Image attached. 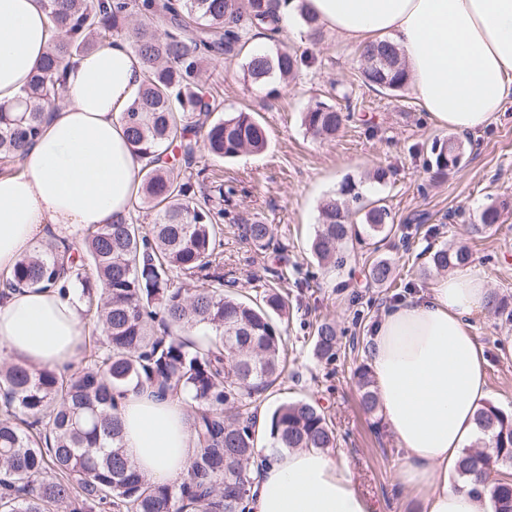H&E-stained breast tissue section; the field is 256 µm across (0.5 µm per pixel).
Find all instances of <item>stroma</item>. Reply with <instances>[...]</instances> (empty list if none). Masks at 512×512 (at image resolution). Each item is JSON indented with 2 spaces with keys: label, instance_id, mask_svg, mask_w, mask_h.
I'll return each instance as SVG.
<instances>
[{
  "label": "stroma",
  "instance_id": "stroma-1",
  "mask_svg": "<svg viewBox=\"0 0 512 512\" xmlns=\"http://www.w3.org/2000/svg\"><path fill=\"white\" fill-rule=\"evenodd\" d=\"M282 40L311 64L277 84L275 93L245 82L238 58L211 70L203 82L223 114L248 112L264 125L266 151L221 165L201 154L195 163L223 174L224 198L214 206L224 211V262L235 270L238 290L253 297L277 282L288 293V368L261 410L267 414L299 398L317 403L337 432L332 456L348 460L355 487L375 512H419L397 478L405 451L382 411L362 410L353 372L368 363L369 339L385 309L428 291L434 278L430 254L448 244L470 249L469 270L485 276L491 293L512 310V102L487 126L455 136L462 162L435 180L428 171L429 148L449 130L424 112L410 87H371L356 46L326 31L310 38L299 19L291 20ZM319 102L350 115L335 137L314 138L303 123ZM379 169L384 179L375 178ZM347 180L382 200L396 232L377 250L347 243L343 266H322L310 251L318 205ZM501 202L506 208L493 230L473 233L484 209ZM257 220L273 229L274 247L263 253L233 230ZM379 257L394 263V284L371 282L369 265ZM283 270L288 279L281 283L277 274ZM323 320L336 327L331 362L314 354L312 326ZM472 325L487 361V399L510 411L512 322L490 314L473 318Z\"/></svg>",
  "mask_w": 512,
  "mask_h": 512
}]
</instances>
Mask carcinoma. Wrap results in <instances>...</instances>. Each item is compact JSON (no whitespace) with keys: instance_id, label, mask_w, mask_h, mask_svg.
Listing matches in <instances>:
<instances>
[{"instance_id":"carcinoma-1","label":"carcinoma","mask_w":512,"mask_h":512,"mask_svg":"<svg viewBox=\"0 0 512 512\" xmlns=\"http://www.w3.org/2000/svg\"><path fill=\"white\" fill-rule=\"evenodd\" d=\"M44 8L58 39L19 101L0 105V171H19L20 151L41 134L69 58L118 36L146 68L140 95L123 116L128 143L145 164L128 214L85 227L81 246L69 255L50 242L37 245L0 278L3 288L78 289L88 332L78 371L0 361V512H246L256 479L254 410L285 371L288 297L274 286L255 300L232 290L222 214L197 198L193 165L199 151L221 162L266 149V130L250 113L214 115L201 75L204 66L239 56L249 32L274 34L277 6L274 0H44ZM157 18L166 26L162 33ZM376 55L382 61L365 69L368 84L402 88L407 76L398 49L379 41L361 51L366 60ZM305 62L286 45L251 52L243 77L265 87L288 80ZM346 119L318 103L303 122L312 136L327 137ZM430 154L434 176L442 177L460 165L461 145L438 139ZM144 210L154 214L147 226L139 223ZM360 211L362 226L352 223ZM319 216L311 252L320 263L342 262L338 246L353 237L382 242L393 229L387 208L363 203L351 182L323 197ZM499 219L491 205L472 230L479 234ZM237 230L260 252L273 245L271 227L260 221ZM468 260L465 247L442 248L431 265L439 272ZM392 275L388 260L372 262L373 281ZM315 350L322 359L335 357L331 324L317 326ZM356 377L361 406L375 412L368 369L358 367ZM131 387L196 403L187 415L196 453L181 482L154 483L125 455L121 407ZM475 422L480 443L463 452L457 473L493 482V512H512V474L505 470L512 467V411L486 403ZM266 429L272 448L336 443L331 419L305 399L278 406Z\"/></svg>"}]
</instances>
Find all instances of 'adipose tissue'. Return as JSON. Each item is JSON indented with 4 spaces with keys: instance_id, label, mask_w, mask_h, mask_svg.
<instances>
[{
    "instance_id": "adipose-tissue-1",
    "label": "adipose tissue",
    "mask_w": 512,
    "mask_h": 512,
    "mask_svg": "<svg viewBox=\"0 0 512 512\" xmlns=\"http://www.w3.org/2000/svg\"><path fill=\"white\" fill-rule=\"evenodd\" d=\"M302 9L355 46L395 45L412 92L449 129L483 127L512 100V0H280L278 13L288 20ZM52 43L42 0H0V104L15 103ZM144 82L142 61L122 37L69 60L63 100L47 108L20 172L0 175V274L10 275L37 241L65 250L84 226L129 211L142 162L122 117ZM489 294L479 273L438 276L424 297L383 314L369 346L379 403L406 452L398 478L422 512H490V489L448 484L487 396L471 321L487 312ZM82 310L71 289L6 290L0 352L39 368L75 362ZM122 424L125 451L147 478L173 484L187 474L195 447L181 399L130 394ZM266 457L246 512H372L346 459L317 448Z\"/></svg>"
}]
</instances>
